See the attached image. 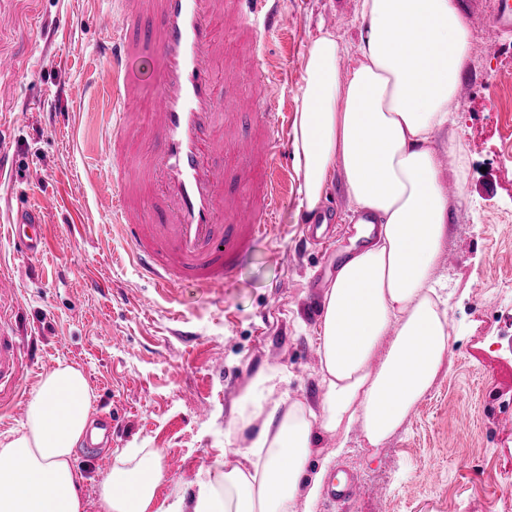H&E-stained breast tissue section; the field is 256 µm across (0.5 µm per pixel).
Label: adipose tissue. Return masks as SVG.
I'll list each match as a JSON object with an SVG mask.
<instances>
[{
	"label": "adipose tissue",
	"instance_id": "ef3b65f1",
	"mask_svg": "<svg viewBox=\"0 0 512 512\" xmlns=\"http://www.w3.org/2000/svg\"><path fill=\"white\" fill-rule=\"evenodd\" d=\"M360 15L356 48L331 30L310 39L292 123L300 209L317 211L342 173L363 240L324 293L318 407L274 398L285 372H259L234 423L247 446L163 498L162 451H117L97 512H315L328 473L307 469L315 432L355 428L380 447L433 387L451 341L448 299L432 280L449 216L434 146L464 157L448 135L449 106L472 36L458 0H360ZM93 399L75 365L43 375L21 429L0 439V512H86L74 461Z\"/></svg>",
	"mask_w": 512,
	"mask_h": 512
}]
</instances>
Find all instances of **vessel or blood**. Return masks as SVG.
I'll return each instance as SVG.
<instances>
[{
  "label": "vessel or blood",
  "instance_id": "vessel-or-blood-1",
  "mask_svg": "<svg viewBox=\"0 0 512 512\" xmlns=\"http://www.w3.org/2000/svg\"><path fill=\"white\" fill-rule=\"evenodd\" d=\"M118 2V21L97 48L103 117L113 129L104 143L113 227L157 294L223 287L252 244L270 233L282 200L288 115L272 109L282 82L278 61L261 64L253 91L229 102L221 93L230 79L227 61L241 41L254 44L283 27L278 0ZM511 27L512 0H496L487 45ZM144 61L154 69L151 97L132 72ZM244 118L261 129V139L236 137ZM238 192L245 202L226 210L225 197ZM9 227L18 254L45 251L37 207H17ZM20 377V351L0 315V392ZM328 492L332 501L349 502L360 485L349 474L332 477Z\"/></svg>",
  "mask_w": 512,
  "mask_h": 512
}]
</instances>
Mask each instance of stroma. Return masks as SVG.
<instances>
[{
  "label": "stroma",
  "instance_id": "35a3bbf8",
  "mask_svg": "<svg viewBox=\"0 0 512 512\" xmlns=\"http://www.w3.org/2000/svg\"><path fill=\"white\" fill-rule=\"evenodd\" d=\"M113 0H0V50L18 60L0 78V137L15 169L0 183V272L15 277L19 298L4 310L21 343L24 376L0 395V435L20 427L41 377L57 362L80 367L95 394L91 421L116 413L112 436L79 448L76 475L88 504L122 448H160L166 474L158 496L186 487L224 447L243 389L259 371L285 370L290 399L317 405V327L323 293L340 248L352 245L354 207L342 177L324 211L331 245L301 244L310 218L298 190L282 200L270 236L242 258L222 292L186 287L147 306L152 292L126 261L101 188L106 168L91 149L107 132L91 91L103 63L95 48L112 26ZM287 43L278 38L238 53L240 74L282 52L284 92L295 109L305 48L319 29L348 45L359 39L358 0H282ZM48 25L29 26L31 16ZM512 31L467 58L450 105L465 151L467 194L449 196L452 221L443 245L454 263L434 278L448 292L452 336L433 388L378 448L351 432L331 471L362 486L352 502L321 497L316 512H512ZM25 116H17L18 107ZM37 204L47 248L15 252L6 214ZM80 226H71V218ZM91 276L114 290L88 288ZM186 319L194 337L180 335ZM122 344H114V337Z\"/></svg>",
  "mask_w": 512,
  "mask_h": 512
}]
</instances>
